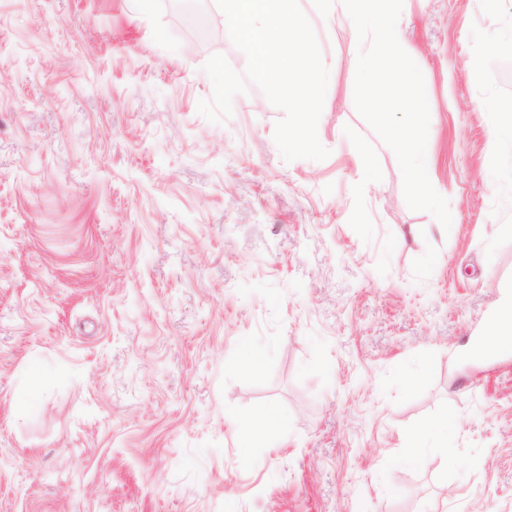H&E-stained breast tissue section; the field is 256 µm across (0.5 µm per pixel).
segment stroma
<instances>
[{
	"label": "stroma",
	"mask_w": 512,
	"mask_h": 512,
	"mask_svg": "<svg viewBox=\"0 0 512 512\" xmlns=\"http://www.w3.org/2000/svg\"><path fill=\"white\" fill-rule=\"evenodd\" d=\"M176 2L0 0V512H512V350L476 352L512 296V0H404L450 236L355 107L333 0H299L329 155L291 162L258 87L199 114L207 60L246 57ZM262 404L288 426L242 449ZM458 420V412L452 404H448V408L440 415L431 419L424 424L414 439L416 448H409L404 457V463L422 468L426 465V458L420 450L421 444L429 438L439 440L442 444L448 436V426L453 425Z\"/></svg>",
	"instance_id": "stroma-1"
}]
</instances>
